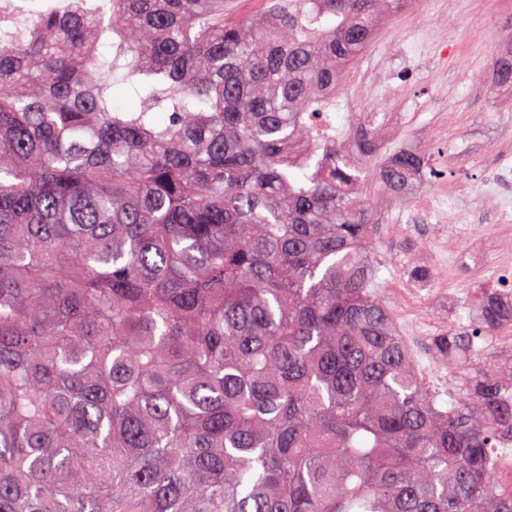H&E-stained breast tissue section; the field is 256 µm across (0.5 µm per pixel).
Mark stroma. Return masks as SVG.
Returning a JSON list of instances; mask_svg holds the SVG:
<instances>
[{
  "label": "stroma",
  "mask_w": 512,
  "mask_h": 512,
  "mask_svg": "<svg viewBox=\"0 0 512 512\" xmlns=\"http://www.w3.org/2000/svg\"><path fill=\"white\" fill-rule=\"evenodd\" d=\"M512 40V0H407L382 17L371 44L346 70L330 115L337 139H353L350 124L373 112L380 127L368 165L376 224L375 286L391 309L422 382L448 396L457 374L437 358L434 336L470 325L478 291L496 287L502 258H512V223L493 219L494 198L481 195L482 168L512 152V89L494 81L495 52ZM432 154L443 177L416 176L402 206L378 208L388 197L379 180L398 153ZM442 190L469 197L480 220L464 225L451 260H444L435 225L414 224L417 194ZM424 267L428 285L411 272Z\"/></svg>",
  "instance_id": "35a3bbf8"
}]
</instances>
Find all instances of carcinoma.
Returning a JSON list of instances; mask_svg holds the SVG:
<instances>
[{
    "mask_svg": "<svg viewBox=\"0 0 512 512\" xmlns=\"http://www.w3.org/2000/svg\"><path fill=\"white\" fill-rule=\"evenodd\" d=\"M40 2L0 12V512H512V377L475 348L512 296L433 339L442 406L372 288L377 113L329 134L405 0ZM224 14L228 13L233 19H246L255 12L266 7L265 0H226ZM126 71L124 69H117L113 72L111 82L114 81V101L121 107L131 110L139 109V98L134 94L131 83L132 79L124 81Z\"/></svg>",
    "mask_w": 512,
    "mask_h": 512,
    "instance_id": "1",
    "label": "carcinoma"
}]
</instances>
